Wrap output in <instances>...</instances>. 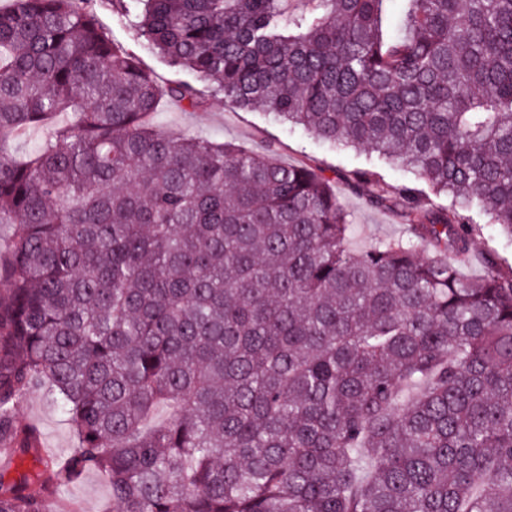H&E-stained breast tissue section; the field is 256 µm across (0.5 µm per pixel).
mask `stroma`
<instances>
[{
    "instance_id": "35a3bbf8",
    "label": "stroma",
    "mask_w": 512,
    "mask_h": 512,
    "mask_svg": "<svg viewBox=\"0 0 512 512\" xmlns=\"http://www.w3.org/2000/svg\"><path fill=\"white\" fill-rule=\"evenodd\" d=\"M99 26L115 40L133 51H139L143 66L153 73L160 85H167L182 77L181 72L170 68L157 54L140 51L139 44L124 21L113 12L109 0H87ZM196 89L206 102L197 111L184 109L172 101L162 102L153 117L156 126L179 135L189 134L214 142L231 140L241 147L256 150L272 144L280 161L287 164L304 163L325 176H334L356 168L382 171L392 183H407L410 173L396 168L382 167L375 153L331 145L316 140L302 128L276 120L260 110H244L232 100L214 93L209 84L197 83ZM336 193L352 217L347 244L352 251L360 252L385 240L404 234L400 220L386 211L368 206L360 196L349 193L342 182H335ZM18 424L34 425L40 434V446L57 459L74 453L77 443L72 428L45 391L28 392L15 411ZM64 499L73 504L77 512H105L111 506V494L106 480L91 472L76 485L63 493Z\"/></svg>"
}]
</instances>
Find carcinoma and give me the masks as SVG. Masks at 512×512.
I'll return each instance as SVG.
<instances>
[{
    "label": "carcinoma",
    "instance_id": "obj_1",
    "mask_svg": "<svg viewBox=\"0 0 512 512\" xmlns=\"http://www.w3.org/2000/svg\"><path fill=\"white\" fill-rule=\"evenodd\" d=\"M308 2L113 8L240 108L412 173H344L405 226L361 252L333 179L155 128L196 88L84 0L0 10V443L41 465L0 512L92 471L112 512H512V270L461 271L471 213L512 234V0ZM34 388L78 439L61 463L15 424ZM46 134L43 128H30L20 134L15 135L10 143L12 153L17 157L33 151Z\"/></svg>",
    "mask_w": 512,
    "mask_h": 512
}]
</instances>
